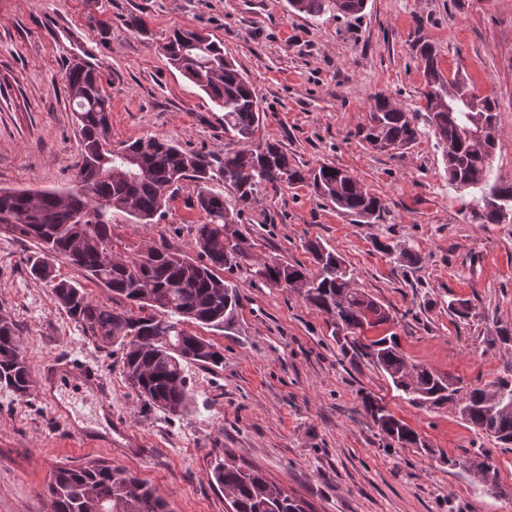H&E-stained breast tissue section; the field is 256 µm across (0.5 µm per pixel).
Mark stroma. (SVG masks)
I'll list each match as a JSON object with an SVG mask.
<instances>
[{
  "mask_svg": "<svg viewBox=\"0 0 512 512\" xmlns=\"http://www.w3.org/2000/svg\"><path fill=\"white\" fill-rule=\"evenodd\" d=\"M144 21L132 29L131 16ZM176 27L223 43L265 112L264 134L301 171L348 170L385 207L382 220L353 223L309 186L267 188L239 230L263 259L313 268L306 240L335 250L355 285L390 312L367 339L396 336L410 363L482 386L512 374V214L481 224L470 194L448 182L426 122L404 150L370 148L357 135L374 94L422 112V67L412 44L431 42L446 76H463L495 100L500 128L494 178L512 184V0H367L362 15L293 13L287 0H0V189L75 186L79 129L66 87L70 64L92 62L111 102V136L145 135L223 155L224 113L175 70L161 47ZM182 182L160 218H112L115 254L148 245L196 256L201 214ZM35 241L0 226V316L13 320L36 387L44 367L69 357L97 368L112 415L143 448L113 444L93 392L57 389L59 410L40 395L0 389V512H51L47 487L61 464L101 460L136 474L170 512H228L209 478L217 455L254 466L311 512H512V445L463 422L447 405L418 406L362 357L349 336L292 289L230 274L240 297L227 328L191 325L224 355L220 368L189 365L195 400L177 416L144 405L112 344L91 339L29 272ZM406 251L413 261L397 260ZM468 303L467 317L448 304ZM371 396L425 439L401 447L362 406ZM97 430L82 443L73 429ZM480 456L501 493L474 486L462 460Z\"/></svg>",
  "mask_w": 512,
  "mask_h": 512,
  "instance_id": "35a3bbf8",
  "label": "stroma"
}]
</instances>
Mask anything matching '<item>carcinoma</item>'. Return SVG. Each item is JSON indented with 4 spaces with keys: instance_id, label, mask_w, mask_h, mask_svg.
I'll list each match as a JSON object with an SVG mask.
<instances>
[{
    "instance_id": "cac0c4a2",
    "label": "carcinoma",
    "mask_w": 512,
    "mask_h": 512,
    "mask_svg": "<svg viewBox=\"0 0 512 512\" xmlns=\"http://www.w3.org/2000/svg\"><path fill=\"white\" fill-rule=\"evenodd\" d=\"M288 7L313 17L327 12L344 16L364 11L366 0H287ZM162 49L169 63L193 81L224 111V135L235 147L221 158L186 150L157 136H143L112 144L110 102L97 72L77 62L65 74L66 89L76 106L81 135V161L76 179L80 187L67 193L41 191L31 199L27 190L0 193V224L39 244L31 259V274L52 288L56 303L81 325L87 335L109 341L122 352L124 375L147 404L178 415L188 411L194 393L185 366L224 364V354L213 344L189 332L185 325L220 327L232 323L240 305L236 284L224 279V270L246 269L266 283L288 268L305 276L311 286L302 297L326 314L334 332L362 334L385 324L389 313L367 293L353 287L354 273L335 252L317 240L305 242L316 270L287 262L260 263L251 257L252 244L234 225L244 208L257 201L267 187L310 179V186L336 210L354 221L368 223L384 212L379 198L346 170L322 164L302 176L288 152L261 135L264 113L248 79L224 49L194 29L172 31ZM412 50L425 77L424 111L428 127L442 148L448 183L473 194L480 202L488 196L496 205L471 210L481 224H500L512 212V185L491 178L498 137L487 142L482 118L498 119L496 103L473 97L472 106L448 107V82L439 69L435 47L421 39ZM367 122L358 136L374 149H403L418 137L417 114L405 112L377 93ZM112 169L106 177L103 171ZM196 186L193 206L203 215L195 227L197 258L152 246L110 265L112 214L124 213L138 224H149L162 214L181 181ZM222 184L224 191L213 189ZM62 258L82 270L86 279L105 288L109 299L125 303L119 311L93 301L82 286L57 274L54 259ZM150 314H145L146 310ZM367 355L384 372L404 399L416 405L453 403L467 424L512 444V410L491 408L486 387L461 392L451 377L424 366L411 365L394 336L364 345ZM0 388L21 399L34 391L30 366L19 346L15 323L0 317ZM362 405L386 439L416 445L419 434L370 396ZM215 483L228 493L232 512H304L300 501L269 482L258 469L242 470L216 460L211 472ZM53 512H167V503L134 474L109 464L91 461L55 468L48 485Z\"/></svg>"
}]
</instances>
